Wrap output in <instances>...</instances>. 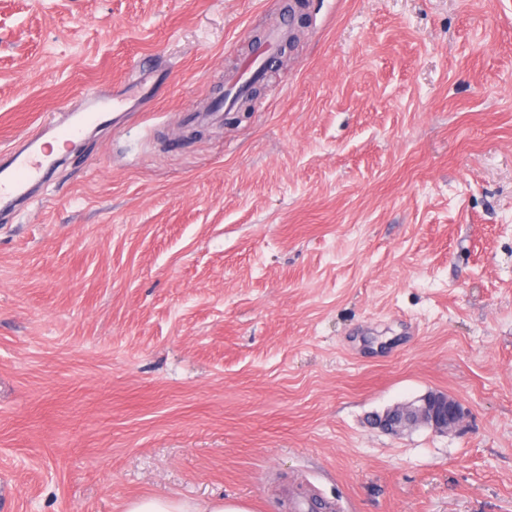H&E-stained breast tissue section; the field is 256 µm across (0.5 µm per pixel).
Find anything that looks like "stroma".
I'll return each mask as SVG.
<instances>
[{"label":"stroma","instance_id":"stroma-1","mask_svg":"<svg viewBox=\"0 0 512 512\" xmlns=\"http://www.w3.org/2000/svg\"><path fill=\"white\" fill-rule=\"evenodd\" d=\"M286 3L0 0V152L127 112L0 206V512H512V0H305L203 116ZM288 19H285L280 25L281 27L272 30L266 39L264 47L260 50L256 57L249 60L247 67L244 69V76L242 82L235 88L228 91L224 100L215 112H224L234 101L243 96L248 89V86L254 80L260 79L264 74V66L269 53L273 48L282 40L284 34L288 30ZM408 416L406 426L389 420L394 414ZM468 416L466 408L451 395L442 391H428L407 404H397L379 416V426L398 433L413 425L425 426L436 433L445 434L458 427ZM123 512H250V509L242 502L225 501L222 497L195 501L152 495L128 501Z\"/></svg>","mask_w":512,"mask_h":512}]
</instances>
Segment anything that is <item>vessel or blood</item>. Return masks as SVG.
Listing matches in <instances>:
<instances>
[{"instance_id": "1", "label": "vessel or blood", "mask_w": 512, "mask_h": 512, "mask_svg": "<svg viewBox=\"0 0 512 512\" xmlns=\"http://www.w3.org/2000/svg\"><path fill=\"white\" fill-rule=\"evenodd\" d=\"M284 34L281 27L268 34L264 47L245 68L241 83L225 94L224 105L233 104L246 93L251 82L263 76L266 59ZM83 102V110L72 112L66 118L45 117L26 137L14 144L6 158L0 160V203L26 198L31 185L44 180L49 171L45 154L47 140L72 141L85 125L99 121L118 107L117 102L95 89L85 92Z\"/></svg>"}]
</instances>
